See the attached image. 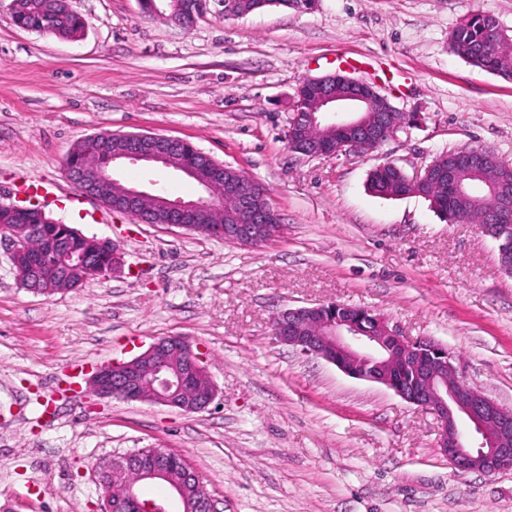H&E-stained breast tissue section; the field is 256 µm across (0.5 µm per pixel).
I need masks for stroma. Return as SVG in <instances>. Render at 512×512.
<instances>
[{
	"instance_id": "1",
	"label": "stroma",
	"mask_w": 512,
	"mask_h": 512,
	"mask_svg": "<svg viewBox=\"0 0 512 512\" xmlns=\"http://www.w3.org/2000/svg\"><path fill=\"white\" fill-rule=\"evenodd\" d=\"M75 40L17 26L0 0V201L53 182L75 204L53 218L125 251L128 271L50 296L21 288L0 254V512H101L94 467L138 448L183 456L216 512H512V471L460 473L436 446L431 413L278 343L286 308L336 301L448 347L460 377L512 408V274L477 225L429 201L369 188L390 162L413 175L446 151L512 164V80L471 66L449 33L479 12L512 31V0H318L192 28L138 0H67ZM409 121L361 156L307 157L286 139L301 78L340 56ZM101 131L189 141L263 185L282 233L239 246L142 224L82 196L64 171ZM197 198L163 168L128 166ZM177 335L204 356L218 394L199 413L103 398L86 371Z\"/></svg>"
}]
</instances>
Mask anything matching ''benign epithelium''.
<instances>
[{
	"label": "benign epithelium",
	"mask_w": 512,
	"mask_h": 512,
	"mask_svg": "<svg viewBox=\"0 0 512 512\" xmlns=\"http://www.w3.org/2000/svg\"><path fill=\"white\" fill-rule=\"evenodd\" d=\"M291 106V146L299 132L323 122L348 133V139L341 143L305 152L309 157L358 154L367 144L380 147L403 130L401 124L391 120L394 109L387 97L373 85L340 73L302 79ZM96 137L106 144L116 137L125 142V147L107 151L103 161L91 167L67 168L68 177L85 196L108 204L103 187L116 181L114 168L123 162L162 165L194 179L202 191L196 199L165 200L164 225L252 246L265 244L281 233L272 207L256 209L252 205L256 182L228 165L222 169L235 189L239 216L230 224L194 223L197 211L213 199L216 174L178 160L181 148L190 146L188 141L149 132L109 131ZM124 194L127 205L112 210L142 224L150 223L139 206L150 191L131 184ZM495 196L497 209L482 229L499 241V262L506 271L512 268V252L506 248V230L501 225L512 223V178L496 183ZM75 237L82 239L84 235L64 224L56 231L46 224H0V248L6 252L19 285L41 295L85 283L83 279L67 281L64 273L68 271H87L99 279L124 270V253L112 240L93 236L87 239V247L78 249L73 245ZM273 327L279 343L322 358L352 378L382 384L404 401L430 411L438 422L437 447L456 471L493 475L512 470V409L502 407L481 391L460 385L452 356L442 344L404 336L366 308L335 302L282 310L275 316ZM89 384L100 396L161 404L185 413L207 409L217 395L200 354L182 336L160 337L131 360L96 369ZM168 456L166 449L154 448L149 461L138 453H128L97 462L103 512H183V481L173 479L162 465ZM106 473L114 477L134 473L144 482H164L171 499L142 502L131 487L114 498L103 479Z\"/></svg>",
	"instance_id": "obj_1"
}]
</instances>
